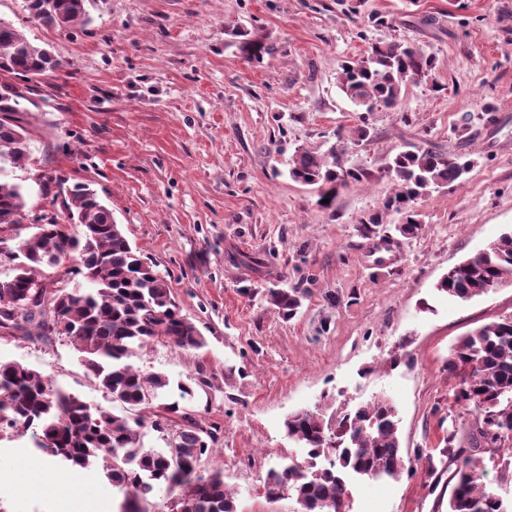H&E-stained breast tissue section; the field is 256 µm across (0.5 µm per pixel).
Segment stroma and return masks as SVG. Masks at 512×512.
<instances>
[{"label": "stroma", "mask_w": 512, "mask_h": 512, "mask_svg": "<svg viewBox=\"0 0 512 512\" xmlns=\"http://www.w3.org/2000/svg\"><path fill=\"white\" fill-rule=\"evenodd\" d=\"M88 11L86 26L65 30L0 0V19L63 64L20 115L32 142L13 176L29 216L61 223L63 198L42 174L96 190L206 336L199 350L157 343L132 359L174 383L204 374L194 408L219 434L201 470H222L239 512H294V499L268 500L262 485L305 456L285 419L380 397L397 409L403 450L441 447L465 413L450 348L512 315L511 282L464 302L436 288L512 230V0H89ZM392 40L432 56V80L407 83L398 110L362 113L339 87L340 64ZM250 41L265 46L260 59ZM469 112L478 119L465 129ZM409 143L471 154L475 166L419 202L424 229L405 239L400 214L383 208L394 190L384 167ZM305 150L365 176L322 206L320 188L288 175ZM374 216L379 233L364 236ZM270 288L300 289L294 317L270 306ZM0 358L112 406L66 340L0 334ZM48 461L29 434L0 441V475ZM352 488L351 512H445L452 493L419 464ZM58 497L0 478V512H59Z\"/></svg>", "instance_id": "35a3bbf8"}]
</instances>
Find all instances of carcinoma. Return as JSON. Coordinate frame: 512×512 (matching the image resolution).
Wrapping results in <instances>:
<instances>
[{
  "instance_id": "1",
  "label": "carcinoma",
  "mask_w": 512,
  "mask_h": 512,
  "mask_svg": "<svg viewBox=\"0 0 512 512\" xmlns=\"http://www.w3.org/2000/svg\"><path fill=\"white\" fill-rule=\"evenodd\" d=\"M88 0H24V10L41 24L60 29L89 22ZM60 62L52 52L28 40L0 19V233L19 224L26 207L22 184L10 177L30 150L31 138L14 114L24 111L21 98L3 81L25 77L31 82L54 72ZM433 60L419 47L379 42L366 54L341 64L338 79L345 96L371 111L376 105L398 107L403 86L432 76ZM474 167L467 153L444 155L418 144L388 156L385 172L395 192L385 208L404 214L395 231L418 236V200L433 187L463 181ZM292 180L328 186L321 198L335 200L337 188L361 181L364 172L342 169L308 151L296 154ZM67 223L34 226V231L0 253V330L28 338L68 340L99 388L120 411L85 402L41 372L17 361L0 360V440L32 431L33 447L67 467L98 466L123 494L126 509L148 503L163 492L169 512H238L234 494L220 470H200L212 452L218 428L196 418L194 383L171 385L160 373H146L130 359L154 343L183 350L206 346V338L184 317L165 277L154 272L133 248L112 211L90 188L76 184L65 200ZM72 261L64 272L82 276L86 288L41 287L45 269ZM512 281V231L448 270L437 289L450 299L469 301ZM267 302L291 318L301 306L297 288H270ZM448 371L462 377L457 403L476 412L448 433L443 470L454 467L448 512H512L483 482L484 454L503 456L512 438V316L484 324L460 337L448 356ZM288 436L307 450V458L265 481L266 496L286 493L302 498V512H350V475L397 478L407 469L392 402L378 399L353 413L329 417L311 410L289 416ZM158 433L163 446L148 445Z\"/></svg>"
}]
</instances>
